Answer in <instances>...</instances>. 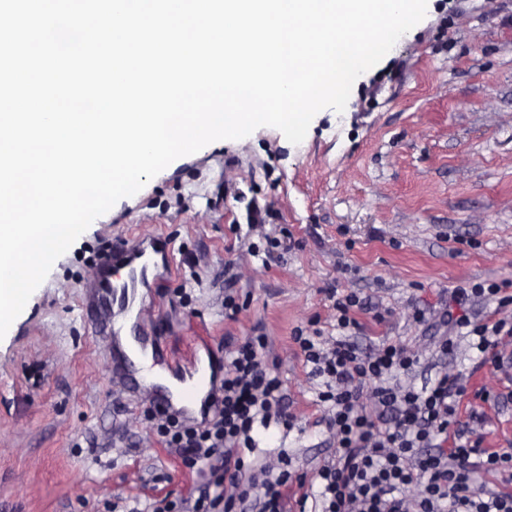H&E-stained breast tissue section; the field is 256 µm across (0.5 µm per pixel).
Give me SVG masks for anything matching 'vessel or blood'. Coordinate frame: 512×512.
I'll use <instances>...</instances> for the list:
<instances>
[{"label": "vessel or blood", "mask_w": 512, "mask_h": 512, "mask_svg": "<svg viewBox=\"0 0 512 512\" xmlns=\"http://www.w3.org/2000/svg\"><path fill=\"white\" fill-rule=\"evenodd\" d=\"M171 244L159 237H148L135 246H120L107 258L100 261L94 274L93 290L86 303V310L95 314L93 330L103 336L108 347V364L116 366L127 360L125 352L118 348L117 333L114 323L118 314L132 310L137 301L138 292L148 285V272L155 267L156 257H169ZM172 369L179 378L192 377L196 383L185 388L181 405H174L171 397L156 390H149V400L156 410L178 411L190 422L208 417L206 406L198 405L199 388H213L224 368V358L219 351H210L207 360L189 357L175 360Z\"/></svg>", "instance_id": "b4317fda"}]
</instances>
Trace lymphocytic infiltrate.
Returning a JSON list of instances; mask_svg holds the SVG:
<instances>
[{"label": "lymphocytic infiltrate", "instance_id": "obj_1", "mask_svg": "<svg viewBox=\"0 0 512 512\" xmlns=\"http://www.w3.org/2000/svg\"><path fill=\"white\" fill-rule=\"evenodd\" d=\"M494 303L495 316L476 320L468 305ZM439 321L442 335L430 344L439 357L452 354L462 335L475 339L481 364L502 370L512 362V294L498 283L454 289ZM310 374L322 379L319 402L334 450L315 472L316 486L292 467L287 451L260 446L266 432L295 426L276 365L266 356L268 336L256 334L224 349V378L211 418L199 423L179 414L146 410L153 434L174 449L184 467L211 465L209 483L194 495L162 499L154 512H512V494L473 483L475 472L500 473L512 482V448L489 450L456 429L467 392L461 375L438 372L422 388L402 384L420 363L413 347L383 341L359 354L348 339L325 340L295 330ZM458 444L445 450L449 434ZM301 493L290 497L288 490Z\"/></svg>", "mask_w": 512, "mask_h": 512}]
</instances>
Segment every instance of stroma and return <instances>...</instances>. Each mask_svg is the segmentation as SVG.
<instances>
[{"mask_svg": "<svg viewBox=\"0 0 512 512\" xmlns=\"http://www.w3.org/2000/svg\"><path fill=\"white\" fill-rule=\"evenodd\" d=\"M148 236L174 246L137 326L161 339L153 365L265 334L297 416L265 446L313 470L330 452L325 406L291 336L336 335L330 290L363 299L352 336L366 352L421 343L415 311L460 284L512 283V0H428L344 112H318L300 144L262 126L207 145L94 220L0 339V512H113L209 480L208 462L186 469L149 438L147 397L109 375L80 316L98 254ZM228 288L247 303L233 320ZM477 356L460 342L448 368L471 392L512 386ZM484 410L483 447L511 445L512 401Z\"/></svg>", "mask_w": 512, "mask_h": 512, "instance_id": "obj_1", "label": "stroma"}]
</instances>
